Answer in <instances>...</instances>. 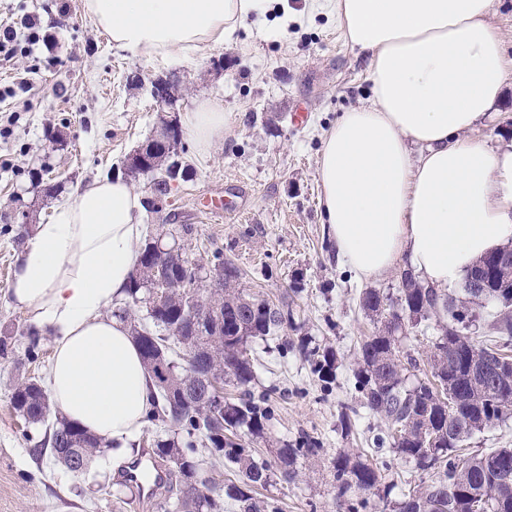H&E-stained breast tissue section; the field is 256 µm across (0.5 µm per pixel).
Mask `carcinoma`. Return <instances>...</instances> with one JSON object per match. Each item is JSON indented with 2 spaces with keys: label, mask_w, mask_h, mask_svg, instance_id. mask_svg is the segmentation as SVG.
I'll return each mask as SVG.
<instances>
[{
  "label": "carcinoma",
  "mask_w": 512,
  "mask_h": 512,
  "mask_svg": "<svg viewBox=\"0 0 512 512\" xmlns=\"http://www.w3.org/2000/svg\"><path fill=\"white\" fill-rule=\"evenodd\" d=\"M189 176L188 168L164 160L154 170L153 189L158 197ZM224 271V290L211 294V304L220 310L219 331H210L206 347H195L189 325L181 338L170 328L183 322L185 289L171 290L168 303L151 309L148 264L140 257V275L127 289L128 302L145 309L139 316L125 308L119 317L129 325L131 336L142 349L144 364L156 392L147 421L173 436L154 441L155 453L169 464L164 501L160 512H218L217 487L199 471L194 458L198 445L210 447L237 472L236 482L224 485V496L236 512H280L272 500L254 496L255 489L273 477L291 482L297 465L322 455L324 449L305 439L292 448L274 449L273 459L256 456L252 449L231 438L245 428L251 436L263 434L270 410L255 402L246 387L252 382V364L246 355L249 339L275 333L284 313L275 304L239 287L240 271L216 251L208 262ZM459 301L435 288L422 285L414 275L401 274L398 296L378 289L362 293L361 306L386 320L357 346L354 390L360 405L388 423L387 433L373 438L374 451L384 447L414 463L424 474L403 498L394 500V484L387 480L388 467L378 466L345 450L330 460L337 512H512V448L469 451L466 442L486 428L512 416V273L498 270L489 288H463ZM501 306L493 323L495 335L476 340L467 335L473 307L485 303ZM436 318L438 335L429 337L428 372L409 384L408 373L420 372V363L401 355L400 337ZM187 346L182 360L194 371L210 373L225 384L242 389L234 401H216L198 395L175 410L170 394L178 393L184 367L174 358L180 345ZM300 350L314 362L318 372H330L335 357L319 352L303 336ZM11 404L31 424L45 430L35 448L66 465L76 455L88 470L91 460L103 452V438L93 435L63 417L49 420L50 400L39 382L27 377L14 384Z\"/></svg>",
  "instance_id": "cac0c4a2"
}]
</instances>
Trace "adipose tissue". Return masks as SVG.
Segmentation results:
<instances>
[{
	"mask_svg": "<svg viewBox=\"0 0 512 512\" xmlns=\"http://www.w3.org/2000/svg\"><path fill=\"white\" fill-rule=\"evenodd\" d=\"M263 0H87L121 48L163 59L235 42ZM345 41L369 59L372 96L342 115L319 160L324 222L338 256L362 280L409 262L427 285L454 284L512 242V149L469 133L499 99L512 58L492 0H333ZM216 100L183 116L201 150L228 128ZM141 196L97 178L40 224L19 256L11 300L35 330L52 331L48 388L56 410L127 447L154 388L126 323L110 310L139 260Z\"/></svg>",
	"mask_w": 512,
	"mask_h": 512,
	"instance_id": "obj_1",
	"label": "adipose tissue"
}]
</instances>
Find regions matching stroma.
I'll return each mask as SVG.
<instances>
[{
	"label": "stroma",
	"instance_id": "stroma-1",
	"mask_svg": "<svg viewBox=\"0 0 512 512\" xmlns=\"http://www.w3.org/2000/svg\"><path fill=\"white\" fill-rule=\"evenodd\" d=\"M309 2L268 0L263 13L247 18L235 44L158 61L117 47L86 0H0V24L34 20L50 41L34 55L0 61V85H30L0 100V114L17 117L9 138H0V161L11 163L0 169V338L13 347L0 357V512H155L160 491L148 495L134 484L115 498L99 486L122 482L126 462L152 447L156 426H144L129 452L96 457L84 475L52 464L25 440L11 388L22 371L46 379L53 339L42 337L39 359L26 363L32 322L8 288L37 225L51 221L90 180L122 173L127 155L160 133L163 115H184L201 98L222 103L230 130L204 153L185 139L180 159L192 176L167 198L153 201L148 174L132 187L145 201L146 236L179 243L199 264L222 252L240 269L241 288L291 316L273 335L247 344L249 390L269 396L271 417L263 437H239L265 453L310 439L325 453L303 463L295 481H273L262 497L275 499L281 512H336L331 457L347 448L368 452L373 437L385 433V422L357 401L352 362L358 341L376 325L360 307L361 293L373 287L397 296L402 271L370 283L358 279L338 259L320 208L322 140L343 112L369 101V61L346 43L332 10L309 9ZM156 75L176 78L171 103L152 97ZM299 109L309 115L306 124L293 120ZM57 130L66 141L53 150L48 140ZM471 135L495 149L512 146V75L494 112ZM209 196L229 198L238 209L205 212L201 201ZM302 336L336 353L330 382L299 351ZM347 415L357 423L345 435Z\"/></svg>",
	"mask_w": 512,
	"mask_h": 512
}]
</instances>
